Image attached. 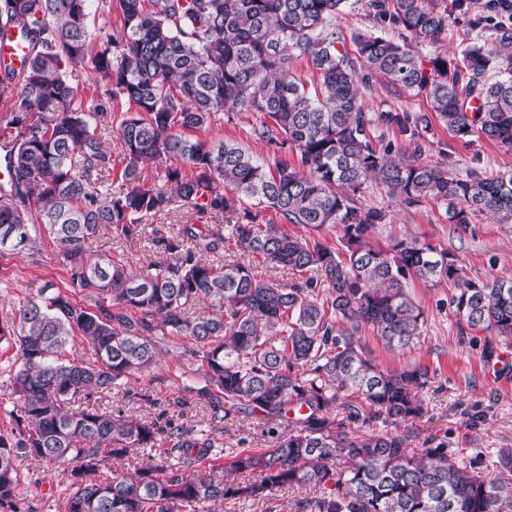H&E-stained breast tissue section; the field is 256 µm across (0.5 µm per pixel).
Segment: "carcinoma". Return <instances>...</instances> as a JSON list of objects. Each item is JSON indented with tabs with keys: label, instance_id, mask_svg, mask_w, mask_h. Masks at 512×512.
Listing matches in <instances>:
<instances>
[{
	"label": "carcinoma",
	"instance_id": "cac0c4a2",
	"mask_svg": "<svg viewBox=\"0 0 512 512\" xmlns=\"http://www.w3.org/2000/svg\"><path fill=\"white\" fill-rule=\"evenodd\" d=\"M119 22L91 51V0H0V36L28 48L21 67L0 71V253L35 254L42 234L72 285L110 302L98 311L46 285L16 320L0 322V340L17 346L6 386L16 404L19 436L0 433V512H20L17 460L71 467L65 512H215L226 501L267 499L311 487L291 512H512V448L496 453L493 473L459 466L448 444L428 438L413 448L407 423L422 417L418 390L428 369H381L358 333L370 328L389 348L420 341L424 312L406 292L412 280L457 283L450 304L460 335L486 331L512 340V279L473 280L454 253L416 238L388 249L369 243L384 223L381 209L357 196L367 181L386 184L406 206L431 197L447 205L462 231L481 215L512 226V175L479 170L455 178L437 165L397 156L372 131L394 129L421 151L437 120L453 139L488 140L512 150V25L494 28L491 45H469L446 57H424L406 42L373 33L340 49L332 30L346 0H117ZM380 5V22L438 42L451 15L428 0ZM304 60L319 75L313 87L293 72ZM110 86V100L136 111L118 124L103 109H85L73 70ZM390 90L423 94L426 112H368L372 77ZM259 116L254 135L282 143L297 163L267 166L241 147L206 146L187 135L222 112ZM117 130L126 165L124 191L104 188L112 171L106 137ZM180 158L192 175L165 170L141 180L147 163ZM188 209L233 214L227 233L196 224L175 233L154 228L149 244L162 260L133 268L101 253L86 256L101 229L111 238L142 237L143 220ZM271 209L314 235L259 222ZM341 228L342 251L319 239ZM239 257L221 261L225 244ZM297 272L302 282L264 280L251 259ZM202 300L222 311L195 316ZM75 336L93 360L63 356ZM187 338L200 362L201 386H185L212 418L230 409L255 417L272 447L243 451L227 465L200 469L217 454L212 434L185 420L187 400L150 420L100 405L104 393L151 370L157 337ZM229 408H224V404ZM148 455L132 472L97 473L111 457ZM236 473L260 481L237 482Z\"/></svg>",
	"mask_w": 512,
	"mask_h": 512
}]
</instances>
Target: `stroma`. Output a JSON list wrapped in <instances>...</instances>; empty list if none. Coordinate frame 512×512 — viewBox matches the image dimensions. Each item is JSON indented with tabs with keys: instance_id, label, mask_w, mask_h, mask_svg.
<instances>
[{
	"instance_id": "stroma-1",
	"label": "stroma",
	"mask_w": 512,
	"mask_h": 512,
	"mask_svg": "<svg viewBox=\"0 0 512 512\" xmlns=\"http://www.w3.org/2000/svg\"><path fill=\"white\" fill-rule=\"evenodd\" d=\"M487 0H468L465 10L455 8V0H430L437 10L450 13L453 21L447 34L437 43L419 38L412 44L423 56L447 55L459 44L484 42L491 36V23L485 8ZM336 34L344 46H351L359 32L392 35L373 17L367 0H346L335 21ZM365 106L372 112H426L430 104L425 96L410 93L392 94L384 78L376 77L365 97ZM256 117L250 112L233 116L217 115L210 126L195 131L194 136L210 145L221 142L238 144L259 159L274 162L294 160L289 147H278L256 139L252 127ZM422 161L441 163L453 175L465 177L473 169L495 177L512 172V151L488 141L465 143L451 138L440 124H433L422 141ZM363 208L385 210V223L376 225L370 235L375 246H388L405 237L447 249L464 262L468 277L475 280L512 277V227L491 220H479L467 231L449 223L446 204L432 198L421 199L406 206L383 183H366L359 196ZM91 254L101 252L112 259L124 260L139 268L156 261L157 253L142 244L118 245L108 231H101L89 246ZM51 240H43L40 253L16 256L0 255V321L17 316L30 293L50 285L67 292L83 306L91 301L85 291L74 287L64 267L54 257ZM408 294L425 313L423 335L419 343L406 349H389L372 330H363L360 343L381 368L399 371L411 364L427 367L429 380L419 396L424 414L414 421L418 437L414 447L424 439L435 437L448 444L451 458L461 466L480 463L491 471L496 452L512 448V343L502 344L492 360L482 357L485 332L471 331L460 336L457 318L450 299L456 292L453 283L444 281L426 284L417 280L407 287ZM191 340H168L159 346L160 359L152 372L131 378L126 390L139 393V400H125L123 391L113 390L101 398L102 406L123 411L137 419L156 416L166 409L169 399L185 395L187 416L198 408L196 394L185 393V386L197 380V361L189 354ZM213 437L222 444L225 456L244 450L257 451L269 447L253 417L235 414L208 422ZM21 512H64V499L72 482L69 466L47 468L41 462L19 459Z\"/></svg>"
}]
</instances>
